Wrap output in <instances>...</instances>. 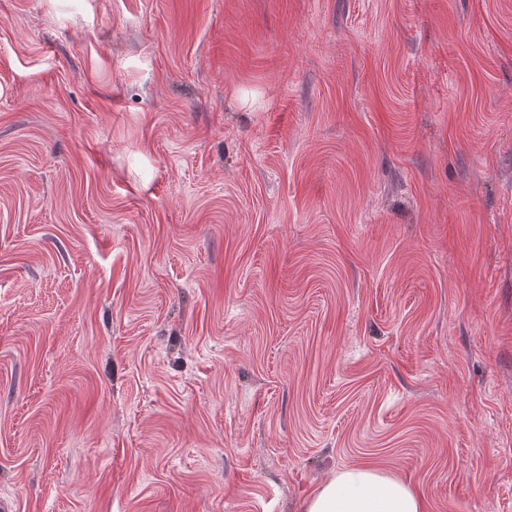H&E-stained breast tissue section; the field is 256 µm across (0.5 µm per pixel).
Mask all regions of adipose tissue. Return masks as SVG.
<instances>
[{
	"label": "adipose tissue",
	"instance_id": "1",
	"mask_svg": "<svg viewBox=\"0 0 512 512\" xmlns=\"http://www.w3.org/2000/svg\"><path fill=\"white\" fill-rule=\"evenodd\" d=\"M303 512H427L423 498L407 483L371 464L348 468L318 485Z\"/></svg>",
	"mask_w": 512,
	"mask_h": 512
}]
</instances>
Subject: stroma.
<instances>
[{
  "label": "stroma",
  "mask_w": 512,
  "mask_h": 512,
  "mask_svg": "<svg viewBox=\"0 0 512 512\" xmlns=\"http://www.w3.org/2000/svg\"><path fill=\"white\" fill-rule=\"evenodd\" d=\"M512 512V0H0V499ZM302 512H427L407 483L371 464L348 468L318 485Z\"/></svg>",
  "instance_id": "1"
}]
</instances>
